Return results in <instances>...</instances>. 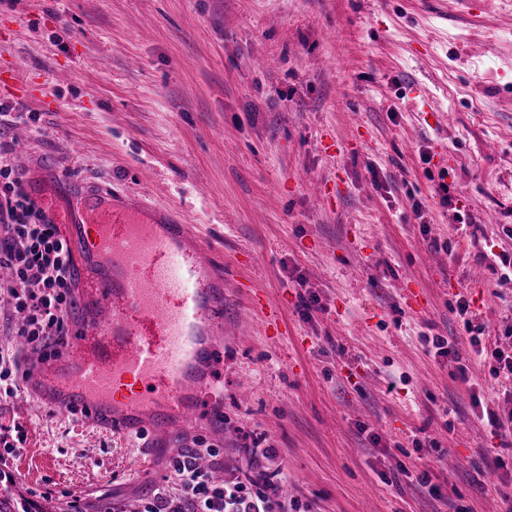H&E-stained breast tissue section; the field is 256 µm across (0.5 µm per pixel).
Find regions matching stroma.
<instances>
[{
    "mask_svg": "<svg viewBox=\"0 0 512 512\" xmlns=\"http://www.w3.org/2000/svg\"><path fill=\"white\" fill-rule=\"evenodd\" d=\"M4 65L45 90L1 138L17 173L172 207L224 266L221 427L116 437L0 402L8 468L56 492L43 512L63 491L137 512L198 436L225 479L274 477L311 512H512V446L482 416L512 411V375L455 311L512 353V0H0ZM433 347L437 350L439 356H450L453 361L457 362V376L463 383H469L470 380L467 374V366L462 364V357L457 348V338L451 336V339H447L444 336H434L432 339Z\"/></svg>",
    "mask_w": 512,
    "mask_h": 512,
    "instance_id": "1",
    "label": "stroma"
}]
</instances>
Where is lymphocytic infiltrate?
Instances as JSON below:
<instances>
[{"label": "lymphocytic infiltrate", "instance_id": "lymphocytic-infiltrate-1", "mask_svg": "<svg viewBox=\"0 0 512 512\" xmlns=\"http://www.w3.org/2000/svg\"><path fill=\"white\" fill-rule=\"evenodd\" d=\"M10 269L0 282L7 310L20 312L16 333L26 352L0 349V400L25 390L30 355L45 361L59 354L68 334L76 286L71 244L43 208L29 197L0 142V267ZM203 439L171 458L160 483L144 498L141 512H301L299 500H279L276 485L244 476L216 484L198 467Z\"/></svg>", "mask_w": 512, "mask_h": 512}]
</instances>
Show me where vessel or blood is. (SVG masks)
<instances>
[{
    "label": "vessel or blood",
    "instance_id": "1",
    "mask_svg": "<svg viewBox=\"0 0 512 512\" xmlns=\"http://www.w3.org/2000/svg\"><path fill=\"white\" fill-rule=\"evenodd\" d=\"M28 194L77 246L86 314L56 362L26 379L44 407L77 408L93 430L167 432L202 418L195 365L210 367L224 317V278L209 248L169 210L64 173L28 179Z\"/></svg>",
    "mask_w": 512,
    "mask_h": 512
}]
</instances>
